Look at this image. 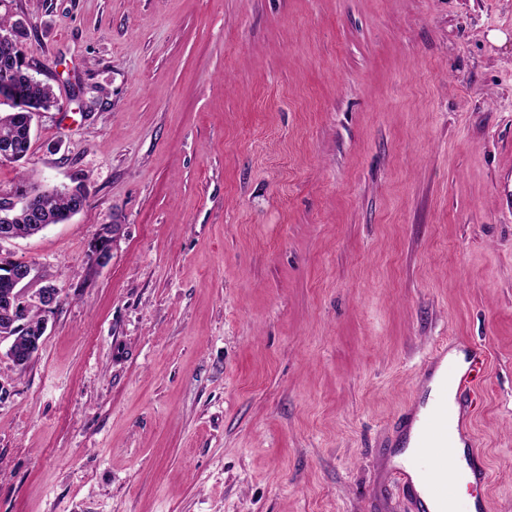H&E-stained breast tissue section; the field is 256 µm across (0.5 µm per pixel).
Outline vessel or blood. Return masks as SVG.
I'll return each mask as SVG.
<instances>
[{
	"mask_svg": "<svg viewBox=\"0 0 512 512\" xmlns=\"http://www.w3.org/2000/svg\"><path fill=\"white\" fill-rule=\"evenodd\" d=\"M445 356V351H435L429 357L428 367L421 378L422 383L426 384L437 377L440 378L441 384L437 389L439 399L433 407L432 417L421 425L412 459V465L416 468L420 467L423 461L433 462L434 467L427 489L443 505L448 502L446 471L449 460L456 454V437L462 436L466 439L465 450L475 478L482 483L488 480L483 454L476 440L468 437L465 418H453L448 412L449 402H471L478 399L477 378L485 368L486 355L480 347L469 346L466 351V368L461 371L450 369L443 372L439 366Z\"/></svg>",
	"mask_w": 512,
	"mask_h": 512,
	"instance_id": "vessel-or-blood-1",
	"label": "vessel or blood"
}]
</instances>
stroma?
Here are the masks:
<instances>
[{"label":"stroma","instance_id":"stroma-1","mask_svg":"<svg viewBox=\"0 0 512 512\" xmlns=\"http://www.w3.org/2000/svg\"><path fill=\"white\" fill-rule=\"evenodd\" d=\"M5 14L57 105L0 196L90 198L0 246L61 296L26 367L0 344V512H414L401 416L467 344L512 512V0Z\"/></svg>","mask_w":512,"mask_h":512}]
</instances>
